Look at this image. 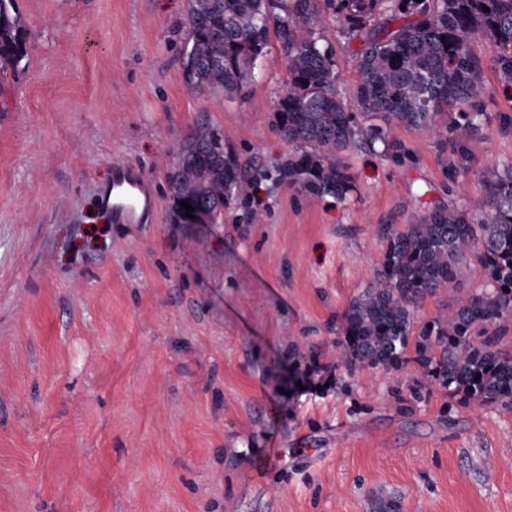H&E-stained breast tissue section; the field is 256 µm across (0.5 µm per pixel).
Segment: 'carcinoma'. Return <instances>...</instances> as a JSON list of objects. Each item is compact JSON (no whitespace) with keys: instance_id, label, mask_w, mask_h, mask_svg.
Masks as SVG:
<instances>
[{"instance_id":"1","label":"carcinoma","mask_w":512,"mask_h":512,"mask_svg":"<svg viewBox=\"0 0 512 512\" xmlns=\"http://www.w3.org/2000/svg\"><path fill=\"white\" fill-rule=\"evenodd\" d=\"M362 40L353 97L336 93L332 45L323 12ZM274 22L287 81L274 101V126L288 143L275 180L344 200L356 190L344 155L354 148L398 163L408 154L392 135L402 126L448 144V191L470 171L488 115L473 108L483 69L472 40L499 48L500 80L512 86V0H189L182 68L188 88L239 92L263 55ZM27 56L18 0H0V75ZM207 160L211 192L194 201L219 217L253 187L223 136L202 131L180 148ZM482 196L426 211L416 222L383 224L374 281L345 309L334 368L391 372L409 361L466 406L512 410V355L496 349L512 322V160L480 174ZM477 277L481 287L462 291ZM442 292L454 309L426 323L420 303Z\"/></svg>"}]
</instances>
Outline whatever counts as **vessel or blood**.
Listing matches in <instances>:
<instances>
[{
	"label": "vessel or blood",
	"mask_w": 512,
	"mask_h": 512,
	"mask_svg": "<svg viewBox=\"0 0 512 512\" xmlns=\"http://www.w3.org/2000/svg\"><path fill=\"white\" fill-rule=\"evenodd\" d=\"M156 207L145 177L132 166L115 164L112 177V219L117 224L145 223Z\"/></svg>",
	"instance_id": "b4317fda"
}]
</instances>
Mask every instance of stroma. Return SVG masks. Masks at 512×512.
Wrapping results in <instances>:
<instances>
[{
	"mask_svg": "<svg viewBox=\"0 0 512 512\" xmlns=\"http://www.w3.org/2000/svg\"><path fill=\"white\" fill-rule=\"evenodd\" d=\"M27 56L0 82V512H512V413L458 403L416 363L347 376L338 324L375 277L382 224L448 203L440 141L346 159V200L258 180L216 224L176 210L181 144L220 132L243 167L289 152L270 37L241 91L184 82L187 0H20ZM335 15L336 91L359 39ZM484 150L456 187L512 159V88L476 38ZM157 201L116 224L114 164Z\"/></svg>",
	"mask_w": 512,
	"mask_h": 512,
	"instance_id": "1",
	"label": "stroma"
}]
</instances>
